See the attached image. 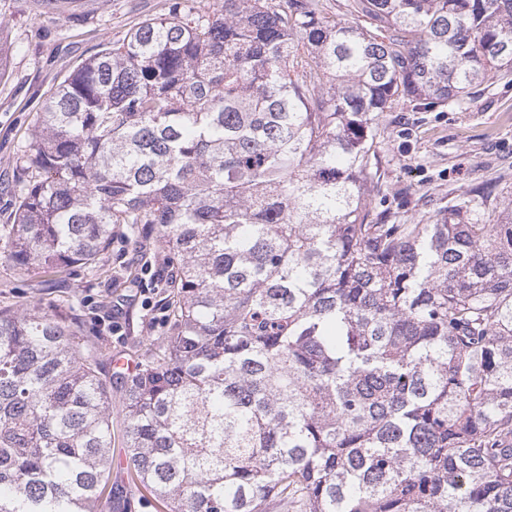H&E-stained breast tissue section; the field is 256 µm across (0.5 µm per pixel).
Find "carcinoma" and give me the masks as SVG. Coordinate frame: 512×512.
<instances>
[{
    "mask_svg": "<svg viewBox=\"0 0 512 512\" xmlns=\"http://www.w3.org/2000/svg\"><path fill=\"white\" fill-rule=\"evenodd\" d=\"M171 0L72 70L0 257L103 270L121 224L171 266L120 376L128 483L166 512H512V201L369 220L378 120L512 73V0ZM65 313L0 308V512H132L112 378Z\"/></svg>",
    "mask_w": 512,
    "mask_h": 512,
    "instance_id": "1",
    "label": "carcinoma"
}]
</instances>
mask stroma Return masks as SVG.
Here are the masks:
<instances>
[{"instance_id": "stroma-1", "label": "stroma", "mask_w": 512, "mask_h": 512, "mask_svg": "<svg viewBox=\"0 0 512 512\" xmlns=\"http://www.w3.org/2000/svg\"><path fill=\"white\" fill-rule=\"evenodd\" d=\"M167 0H61L47 11L42 0H0V225L11 223L21 184L16 159L49 95L100 44L117 42L148 17L164 13ZM375 178L366 206L388 211L392 223L423 224L439 210L460 203L476 184L512 190V76L495 77L474 89L463 107L400 101L384 113L375 145ZM153 230L121 225L104 256V272L72 267L46 282L0 258V308L32 304L54 310L70 297L88 334L104 338L103 376L117 375V356L130 357L164 334L162 285L141 292ZM121 307L123 331L113 336L112 311ZM112 483L126 486L123 444L124 396L112 387Z\"/></svg>"}]
</instances>
